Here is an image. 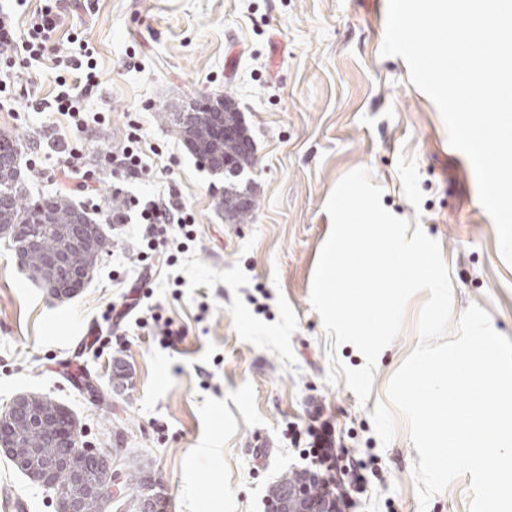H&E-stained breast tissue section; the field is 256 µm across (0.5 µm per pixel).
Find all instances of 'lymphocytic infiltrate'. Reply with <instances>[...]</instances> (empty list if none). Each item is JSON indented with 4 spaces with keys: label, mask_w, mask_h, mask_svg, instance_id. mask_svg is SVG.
Masks as SVG:
<instances>
[{
    "label": "lymphocytic infiltrate",
    "mask_w": 512,
    "mask_h": 512,
    "mask_svg": "<svg viewBox=\"0 0 512 512\" xmlns=\"http://www.w3.org/2000/svg\"><path fill=\"white\" fill-rule=\"evenodd\" d=\"M56 26L57 15L52 6L48 5L31 15L25 38L17 39L13 36V11L0 9V60L7 64L11 63L13 57L22 52L31 60H39L43 57ZM140 140V134L128 133L125 146L104 155L113 177L112 193L125 198L124 209L113 212L111 221L115 224H125L130 219H137L138 223L144 226L143 237L150 250L151 260L156 261L158 265L168 266L171 265L173 258L166 255L164 243L168 239L178 237L186 241L192 240L195 216L181 195L172 190L146 201L127 194V183L151 174L150 168L144 163L137 149ZM59 152L58 175L67 179L73 194L88 200L94 199L97 195L98 177L87 168L82 149L64 144L61 145ZM307 434L309 441L304 454L310 462L311 469L320 471L329 478L335 473H344L350 493L364 494L369 474L376 471L375 461L370 459L346 462L344 451L338 447L336 439H333L329 424L309 426Z\"/></svg>",
    "instance_id": "obj_1"
}]
</instances>
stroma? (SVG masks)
<instances>
[{"label": "stroma", "instance_id": "obj_1", "mask_svg": "<svg viewBox=\"0 0 512 512\" xmlns=\"http://www.w3.org/2000/svg\"><path fill=\"white\" fill-rule=\"evenodd\" d=\"M387 0H71L58 2L54 41L88 44L98 85L81 121L37 112L23 94L0 107V135L15 139L31 199L61 193L57 142L84 149L99 173L97 210L112 248L91 279L60 300L29 279L12 240L0 237V410L19 394L51 398L78 422L83 448H119L146 464L167 512H266L273 485L306 463L290 435L310 413L330 416L349 460L375 457L379 474L352 512H470V476L427 507L412 480L419 454L405 421L381 445L372 414L392 375L418 342L427 299L408 301L403 328L380 353L371 394L359 403L345 383H327V353L351 368L364 357L334 346L310 304L325 210L336 183L369 169L382 205L420 218L450 270L453 311L478 304L512 339V265L500 255L473 167L453 149L433 101L410 83L402 58L384 57ZM14 73L52 102L57 76L73 79L54 53L16 57ZM230 96L255 147L249 170L256 206L246 224L224 218V176L212 172L168 126L165 113ZM155 181L130 189L150 197L174 187L195 224L174 266L154 270L150 294L123 323L112 307L141 276L137 224L112 225L121 209L103 162L131 125ZM416 158L424 199L402 191L399 154ZM183 334L160 342V322ZM26 512H56L54 490L34 484L0 454V497Z\"/></svg>", "mask_w": 512, "mask_h": 512}]
</instances>
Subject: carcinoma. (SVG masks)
I'll use <instances>...</instances> for the list:
<instances>
[{"label":"carcinoma","instance_id":"cac0c4a2","mask_svg":"<svg viewBox=\"0 0 512 512\" xmlns=\"http://www.w3.org/2000/svg\"><path fill=\"white\" fill-rule=\"evenodd\" d=\"M174 133L185 139L194 155L204 160L210 155L227 156L231 158L233 169L239 173L253 164V156L247 155L241 142L220 141L213 136L204 109H195L191 126L175 124ZM18 149L19 144L15 140L0 136V225L18 227L13 236L15 251L16 255L24 258L22 267L28 276L48 294L68 298L86 282L80 277L85 266H96L98 259L110 252L112 242L104 230L90 234L73 222L79 207L68 196L56 194L36 201L28 200L23 184L15 179L12 168ZM224 202L229 204L226 212L234 223H247L254 206L251 183L225 188ZM30 224L43 225L36 243L26 237L25 229ZM0 428L6 430L20 446L11 463L30 479L35 473L28 458V449L36 448L42 458H49L54 453L50 437L76 432L77 423L62 405L51 400L34 399L17 404L12 413L0 420ZM120 470L125 499L138 506L152 498L159 503L163 501L151 489L152 478L145 469L122 461Z\"/></svg>","mask_w":512,"mask_h":512}]
</instances>
